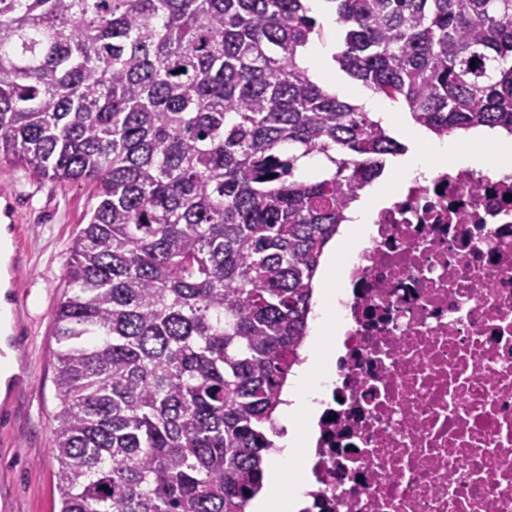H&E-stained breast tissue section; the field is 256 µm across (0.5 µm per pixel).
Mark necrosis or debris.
Masks as SVG:
<instances>
[{
    "label": "necrosis or debris",
    "mask_w": 512,
    "mask_h": 512,
    "mask_svg": "<svg viewBox=\"0 0 512 512\" xmlns=\"http://www.w3.org/2000/svg\"><path fill=\"white\" fill-rule=\"evenodd\" d=\"M373 225L301 512H512V174L437 169Z\"/></svg>",
    "instance_id": "necrosis-or-debris-1"
}]
</instances>
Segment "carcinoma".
Instances as JSON below:
<instances>
[{
	"instance_id": "cac0c4a2",
	"label": "carcinoma",
	"mask_w": 512,
	"mask_h": 512,
	"mask_svg": "<svg viewBox=\"0 0 512 512\" xmlns=\"http://www.w3.org/2000/svg\"><path fill=\"white\" fill-rule=\"evenodd\" d=\"M437 137L512 135V0H321ZM309 0H0V164L93 186L53 313L60 512H245L328 243L405 145ZM475 65H470V62ZM317 17L319 18V21L323 23L324 33L322 39L313 42L314 45L319 46L309 48L302 57V65L309 69V73L314 78V80L323 88L329 90L330 92L336 91L338 94L348 88H353V93H351L349 96L345 95L346 100L352 104L363 107V109L367 112H374L367 107V101L369 99H378L387 107V110L390 112H396L400 115L405 127L408 125H414L409 118V115L401 105L392 103L384 96L373 92L361 84L356 83L345 73L339 70L338 66L332 60V55L336 51L326 60L323 73L318 74L310 71L319 70L321 61L331 52L330 47L320 45H330L335 47V50L337 46L336 28L334 25L328 22L325 15ZM345 92L347 93V91Z\"/></svg>"
}]
</instances>
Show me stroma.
Instances as JSON below:
<instances>
[{"mask_svg": "<svg viewBox=\"0 0 512 512\" xmlns=\"http://www.w3.org/2000/svg\"><path fill=\"white\" fill-rule=\"evenodd\" d=\"M92 203V189L83 183L53 182L21 167L0 166V209L14 210L30 251L18 282L27 346L15 378L27 396L11 416L0 399V512L60 509L58 463L51 452L60 405L52 314L67 289L69 248Z\"/></svg>", "mask_w": 512, "mask_h": 512, "instance_id": "stroma-1", "label": "stroma"}]
</instances>
